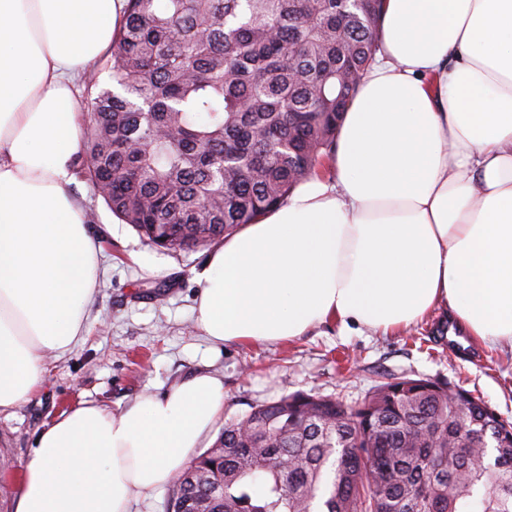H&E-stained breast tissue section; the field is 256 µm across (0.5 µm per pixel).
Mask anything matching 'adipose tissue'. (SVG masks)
I'll list each match as a JSON object with an SVG mask.
<instances>
[{
    "label": "adipose tissue",
    "instance_id": "obj_1",
    "mask_svg": "<svg viewBox=\"0 0 512 512\" xmlns=\"http://www.w3.org/2000/svg\"><path fill=\"white\" fill-rule=\"evenodd\" d=\"M125 0H0V412L86 330L96 244L68 192L74 81ZM376 59L332 173L225 235L198 276L211 341L274 343L329 322L389 334L448 308L512 345V0H386ZM224 411L200 371L119 412L87 403L40 432L14 512H130Z\"/></svg>",
    "mask_w": 512,
    "mask_h": 512
}]
</instances>
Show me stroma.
I'll list each match as a JSON object with an SVG mask.
<instances>
[{
	"label": "stroma",
	"mask_w": 512,
	"mask_h": 512,
	"mask_svg": "<svg viewBox=\"0 0 512 512\" xmlns=\"http://www.w3.org/2000/svg\"><path fill=\"white\" fill-rule=\"evenodd\" d=\"M86 208V226L101 249L99 285L84 341L47 362L44 382L0 413V512H13L21 471L39 433L84 402L117 412L145 395L164 394L203 370L224 380L225 416L295 392L355 404L391 377L430 378L479 396L512 423V348L448 342V317L435 313L387 335L329 322L283 343L212 344L195 324L198 276L208 250L174 255L145 243L115 218L86 181L69 185Z\"/></svg>",
	"instance_id": "1"
}]
</instances>
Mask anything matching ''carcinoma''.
<instances>
[{
  "label": "carcinoma",
  "instance_id": "obj_1",
  "mask_svg": "<svg viewBox=\"0 0 512 512\" xmlns=\"http://www.w3.org/2000/svg\"><path fill=\"white\" fill-rule=\"evenodd\" d=\"M382 0H126L114 84L80 101L77 173L172 254L206 248L329 172L374 61ZM496 436L457 448L458 434ZM512 512V425L445 383L392 378L356 406L296 392L224 422L166 512Z\"/></svg>",
  "mask_w": 512,
  "mask_h": 512
}]
</instances>
